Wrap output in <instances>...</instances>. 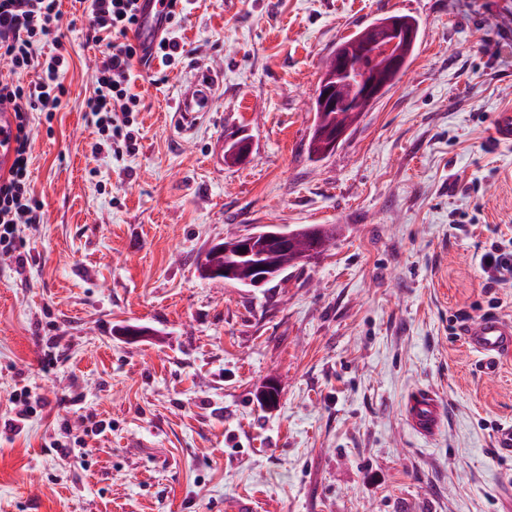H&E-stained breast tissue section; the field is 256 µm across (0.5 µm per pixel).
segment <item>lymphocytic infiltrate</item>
I'll return each instance as SVG.
<instances>
[{"label":"lymphocytic infiltrate","instance_id":"f902f5d3","mask_svg":"<svg viewBox=\"0 0 512 512\" xmlns=\"http://www.w3.org/2000/svg\"><path fill=\"white\" fill-rule=\"evenodd\" d=\"M89 23L92 42L104 48L97 63L94 89L84 102L95 119L103 142L133 150L131 132L140 96L134 87L133 60L139 46L132 38L138 25L139 0H79ZM59 0H0V104L13 107L16 147L9 168L0 174V258L19 259L22 227L39 223L41 207L28 175L30 125L34 113L52 118L65 103V74L69 68L59 31ZM52 53H45V44ZM29 74V82L18 79Z\"/></svg>","mask_w":512,"mask_h":512}]
</instances>
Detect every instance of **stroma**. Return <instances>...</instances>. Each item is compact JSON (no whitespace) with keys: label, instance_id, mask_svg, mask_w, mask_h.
Listing matches in <instances>:
<instances>
[{"label":"stroma","instance_id":"stroma-1","mask_svg":"<svg viewBox=\"0 0 512 512\" xmlns=\"http://www.w3.org/2000/svg\"><path fill=\"white\" fill-rule=\"evenodd\" d=\"M60 9L66 103L30 133L42 218L22 263L0 259V512H512L495 446L512 357L486 376L458 322L512 320V283L479 266L512 239V144L490 137L512 107V0H191L182 58L133 65L120 159L93 150L98 50L78 0ZM393 14L419 22L409 68L315 159L327 56ZM209 70V110L183 128L182 92ZM232 133L251 146L239 164L220 157ZM254 224L339 230L263 287L201 278ZM24 389L42 408L16 433ZM419 389L444 408L430 438L405 413Z\"/></svg>","mask_w":512,"mask_h":512}]
</instances>
